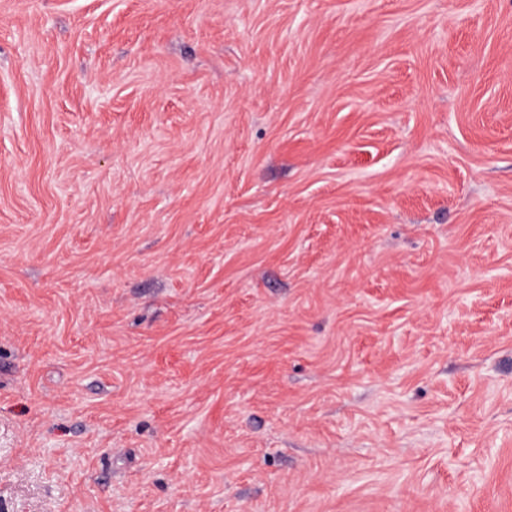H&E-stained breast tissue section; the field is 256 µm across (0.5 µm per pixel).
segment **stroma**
Segmentation results:
<instances>
[{
    "label": "stroma",
    "instance_id": "obj_1",
    "mask_svg": "<svg viewBox=\"0 0 512 512\" xmlns=\"http://www.w3.org/2000/svg\"><path fill=\"white\" fill-rule=\"evenodd\" d=\"M0 512H512V0H0Z\"/></svg>",
    "mask_w": 512,
    "mask_h": 512
}]
</instances>
